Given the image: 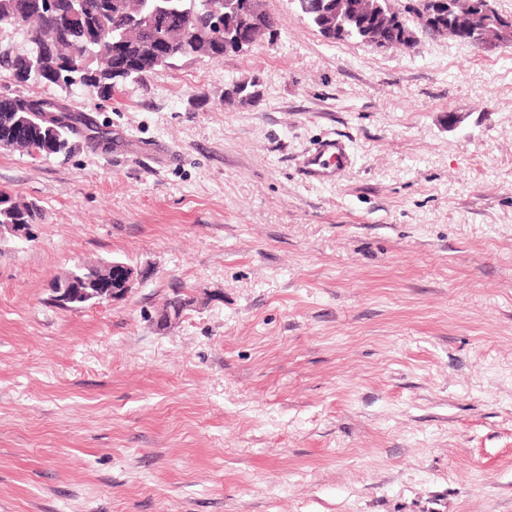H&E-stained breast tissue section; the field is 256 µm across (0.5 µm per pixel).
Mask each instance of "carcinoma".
<instances>
[{
    "label": "carcinoma",
    "mask_w": 512,
    "mask_h": 512,
    "mask_svg": "<svg viewBox=\"0 0 512 512\" xmlns=\"http://www.w3.org/2000/svg\"><path fill=\"white\" fill-rule=\"evenodd\" d=\"M131 0H83L82 11L77 15L48 11L43 0H0V20L5 15L15 18L41 10L46 26L59 31L62 42L53 59L37 64L28 61L26 55H13L0 49V68L8 67L24 82L35 81L61 88L80 86L103 101L112 96V87L119 81L139 82L155 71L175 65L176 62L197 57L195 42L203 36L210 38L208 59L218 61L232 52L233 41L247 32V28L234 22L225 0H148L146 8L183 12L189 16V31L175 45L168 59L145 63V54L156 33L137 27L132 18L124 13L122 5ZM308 12L303 14L311 26L323 32L321 17L336 0H308ZM428 7L427 0H404L401 19L387 25L380 33L368 35L372 21L350 14L340 21L346 30V38L357 39L377 48L404 46L411 48L414 42L409 35L407 17ZM259 13L255 22L267 30L270 38L277 36V20L258 3ZM93 58L91 71L83 72L68 65L72 55ZM56 116L55 132L51 138L38 135L34 142L48 157L70 151L75 139L88 143L104 137L98 127L90 124L87 117L65 105L46 99L20 96L0 97V145L12 147L13 123L22 118L31 120L40 129L45 122ZM39 212L34 207H21L6 193H0V228L11 224H37ZM106 267L89 265L58 280L61 287L71 293L70 307L81 308L98 300L103 290L99 282Z\"/></svg>",
    "instance_id": "cac0c4a2"
}]
</instances>
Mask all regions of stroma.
Masks as SVG:
<instances>
[{
  "label": "stroma",
  "instance_id": "35a3bbf8",
  "mask_svg": "<svg viewBox=\"0 0 512 512\" xmlns=\"http://www.w3.org/2000/svg\"><path fill=\"white\" fill-rule=\"evenodd\" d=\"M263 3L274 39L107 101L0 68L110 141L0 147L41 211L0 238V512H512V47L332 43ZM335 138L350 165L307 179ZM113 260L127 299L50 301ZM179 288L210 298L158 330ZM109 270H112L114 278H112V297H108V300H124L132 291L138 274L127 263L114 260L109 266Z\"/></svg>",
  "mask_w": 512,
  "mask_h": 512
}]
</instances>
